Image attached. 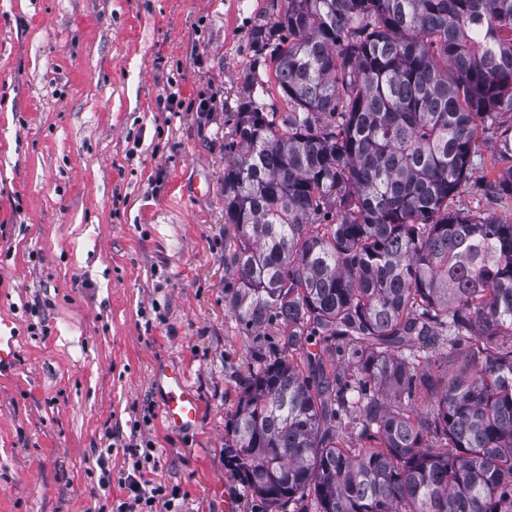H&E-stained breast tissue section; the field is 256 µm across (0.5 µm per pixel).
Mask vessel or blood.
Listing matches in <instances>:
<instances>
[{
	"label": "vessel or blood",
	"instance_id": "b4317fda",
	"mask_svg": "<svg viewBox=\"0 0 512 512\" xmlns=\"http://www.w3.org/2000/svg\"><path fill=\"white\" fill-rule=\"evenodd\" d=\"M21 339L10 320L0 318V374L12 371ZM163 393L161 412L169 426L178 431L193 428L199 418L200 402L188 374L181 369L163 371L155 379Z\"/></svg>",
	"mask_w": 512,
	"mask_h": 512
}]
</instances>
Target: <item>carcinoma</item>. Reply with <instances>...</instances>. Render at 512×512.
<instances>
[{
  "mask_svg": "<svg viewBox=\"0 0 512 512\" xmlns=\"http://www.w3.org/2000/svg\"><path fill=\"white\" fill-rule=\"evenodd\" d=\"M250 40L288 111L244 76L228 304L341 366L282 353L245 381L224 437L245 486L269 512H512V220L450 207L512 196V0H285Z\"/></svg>",
  "mask_w": 512,
  "mask_h": 512,
  "instance_id": "cac0c4a2",
  "label": "carcinoma"
}]
</instances>
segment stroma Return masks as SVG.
<instances>
[{"label":"stroma","instance_id":"1","mask_svg":"<svg viewBox=\"0 0 512 512\" xmlns=\"http://www.w3.org/2000/svg\"><path fill=\"white\" fill-rule=\"evenodd\" d=\"M273 0H0V512H115L135 461L173 512H264L224 451L259 357L224 294V142ZM177 93L167 112L160 98ZM188 371L170 430L156 371ZM21 348L20 336L8 319L0 318V375L13 370ZM155 382L163 392L161 412L168 425L178 431L192 429L199 418L200 402L188 374L181 369L164 370Z\"/></svg>","mask_w":512,"mask_h":512}]
</instances>
